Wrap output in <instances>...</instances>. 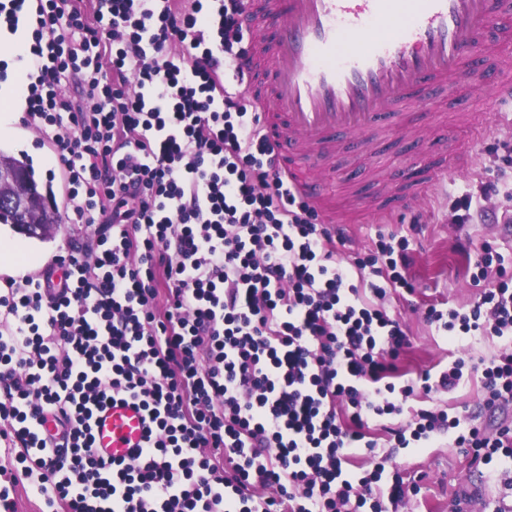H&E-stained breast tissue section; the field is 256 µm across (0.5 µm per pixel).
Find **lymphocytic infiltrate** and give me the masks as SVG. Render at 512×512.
<instances>
[{
    "label": "lymphocytic infiltrate",
    "mask_w": 512,
    "mask_h": 512,
    "mask_svg": "<svg viewBox=\"0 0 512 512\" xmlns=\"http://www.w3.org/2000/svg\"><path fill=\"white\" fill-rule=\"evenodd\" d=\"M27 2L0 0V24L33 27L23 121L68 176L70 223L96 229L71 244L63 282L49 266L0 293V438L50 512H401L400 474L352 461L376 454L372 422L402 414L395 447L448 434L475 463L512 466L511 424L491 433L416 402L462 385L464 358L395 383L409 340L384 304L415 290L409 239L337 262L336 235L226 82L247 53L244 0ZM492 251L479 276L494 287L426 318L498 344L483 386L506 409L512 281ZM117 397L152 424L126 463L92 434Z\"/></svg>",
    "instance_id": "f902f5d3"
}]
</instances>
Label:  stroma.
<instances>
[{
    "label": "stroma",
    "mask_w": 512,
    "mask_h": 512,
    "mask_svg": "<svg viewBox=\"0 0 512 512\" xmlns=\"http://www.w3.org/2000/svg\"><path fill=\"white\" fill-rule=\"evenodd\" d=\"M448 109L466 107L472 114L469 124L452 135L454 143L474 155L476 165L465 174H449L444 187L421 197L414 211H396L382 216L372 210L371 198L381 180L395 178L404 171L420 167L430 155V121L417 113L418 126L413 142L392 134L382 143L364 141V156L347 151L337 160L338 176H349L359 196L363 216L359 223L337 225L346 238L342 257L366 258L376 253L378 233H401L409 238L413 257L410 272L417 284L411 301L392 299L389 309L400 317L409 334L410 345L397 362L405 378L424 370L445 368L459 354L471 358L491 357L494 345L475 340L466 346L451 344L438 335L425 320L429 305L463 306L473 302L482 286L475 276L480 253L479 243L489 242L512 268V169H500V159L512 147V99L472 100L470 85L457 79L448 83ZM498 180L500 193L484 203L483 210L469 223L454 221L453 202L461 195L476 191L479 181ZM53 203L62 219L53 237L37 240L0 224V238L18 243L32 254L33 270L52 265L69 242H85L89 230L68 223L67 196L61 180L52 183ZM440 408L451 412H469L488 429L500 422L512 421V408L493 410L484 402L480 377H472L451 393L439 395ZM405 479L416 481L420 491L413 496L409 512H456L455 498L464 489L478 490L480 501L471 503L468 512H482L486 501H495L503 512H512V475L492 473L472 462V451L457 447L451 437L437 436L426 448H400L387 465Z\"/></svg>",
    "instance_id": "obj_1"
}]
</instances>
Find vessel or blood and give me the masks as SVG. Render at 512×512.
I'll return each mask as SVG.
<instances>
[{
	"label": "vessel or blood",
	"mask_w": 512,
	"mask_h": 512,
	"mask_svg": "<svg viewBox=\"0 0 512 512\" xmlns=\"http://www.w3.org/2000/svg\"><path fill=\"white\" fill-rule=\"evenodd\" d=\"M243 24L271 28L249 50L245 90L260 109L289 182L323 213L348 224L309 167L336 172L347 134L387 137L407 114L442 101L450 78L485 73L473 93L512 99V0H244ZM456 153L430 171L437 188L448 169H470ZM150 421L135 403L115 400L93 418L96 447L120 461L144 447Z\"/></svg>",
	"instance_id": "b4317fda"
}]
</instances>
